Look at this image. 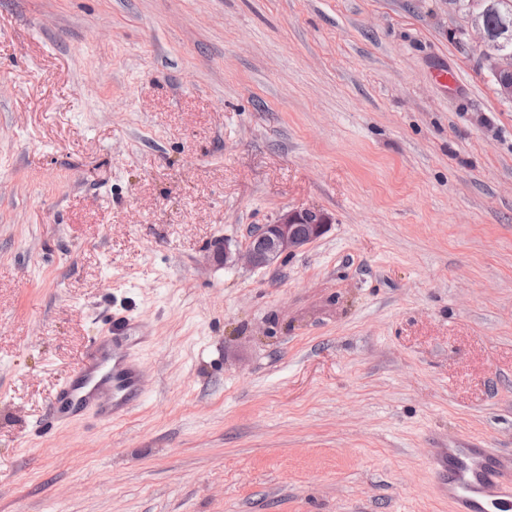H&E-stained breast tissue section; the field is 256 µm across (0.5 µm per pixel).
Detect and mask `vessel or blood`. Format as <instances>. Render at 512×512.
Returning <instances> with one entry per match:
<instances>
[{
    "instance_id": "obj_1",
    "label": "vessel or blood",
    "mask_w": 512,
    "mask_h": 512,
    "mask_svg": "<svg viewBox=\"0 0 512 512\" xmlns=\"http://www.w3.org/2000/svg\"><path fill=\"white\" fill-rule=\"evenodd\" d=\"M137 317L112 314L86 352L79 374L60 386L45 414V427L95 413L116 421L140 401V364L131 349L138 343ZM435 482L452 512H512V455L478 443L443 449L434 460Z\"/></svg>"
}]
</instances>
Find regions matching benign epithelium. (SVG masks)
I'll return each instance as SVG.
<instances>
[{
	"mask_svg": "<svg viewBox=\"0 0 512 512\" xmlns=\"http://www.w3.org/2000/svg\"><path fill=\"white\" fill-rule=\"evenodd\" d=\"M470 25L479 35L481 61L494 79L500 98L512 103V53L499 51L487 44L485 28L476 16L470 17ZM331 224L332 215L321 209L288 210L273 223L258 226L256 237L244 248L233 251L227 244L216 246L212 260L226 269L241 263L255 269L267 267L321 238Z\"/></svg>",
	"mask_w": 512,
	"mask_h": 512,
	"instance_id": "obj_1",
	"label": "benign epithelium"
}]
</instances>
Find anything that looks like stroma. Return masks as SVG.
Listing matches in <instances>:
<instances>
[{"label":"stroma","mask_w":512,"mask_h":512,"mask_svg":"<svg viewBox=\"0 0 512 512\" xmlns=\"http://www.w3.org/2000/svg\"><path fill=\"white\" fill-rule=\"evenodd\" d=\"M469 24L0 0V512H448L440 449L512 453V104ZM301 207L303 250L212 262ZM115 307L142 401L40 433Z\"/></svg>","instance_id":"stroma-1"}]
</instances>
